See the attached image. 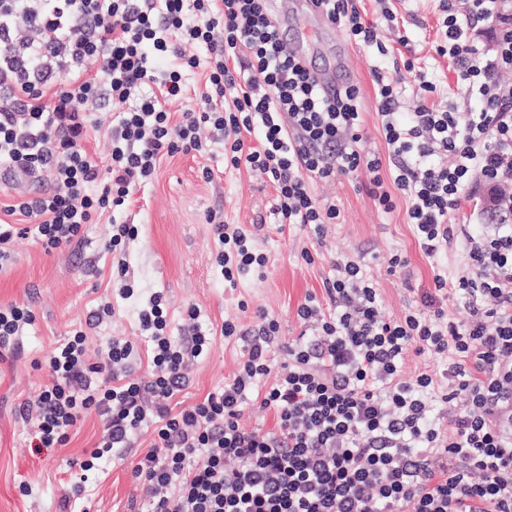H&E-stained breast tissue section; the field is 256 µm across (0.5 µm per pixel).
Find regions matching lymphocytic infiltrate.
Wrapping results in <instances>:
<instances>
[{
	"label": "lymphocytic infiltrate",
	"instance_id": "f902f5d3",
	"mask_svg": "<svg viewBox=\"0 0 512 512\" xmlns=\"http://www.w3.org/2000/svg\"><path fill=\"white\" fill-rule=\"evenodd\" d=\"M350 39L389 55L355 0H320ZM265 0H0V172L51 186L0 208V268L11 243L33 238L44 251L70 244L105 211L132 204L158 162L201 153L216 131L226 169L265 175L276 195L278 223L323 235L340 211L315 198L314 180L366 169L367 190L385 212L393 192L409 202L408 218L428 258L462 244L465 271L436 269L425 311L383 317L379 295L358 261L337 259L324 281L325 300L305 298L297 317L313 343L288 347L275 363V320H265L244 347L233 378L198 403L173 399L190 364L208 354L220 331L198 325L189 306V337L169 332L162 292L140 307L143 345L112 337L106 363L88 364L87 336L76 332L45 360L52 377L34 404L38 447L65 446L89 414L103 436L80 460L76 488H85L98 460L121 459L142 430L156 445L132 474L147 490L145 512H512V89L499 78L512 70V25L494 48H477L472 32L500 17L504 0H440L445 14L439 56L449 58L477 105L439 109L436 85L413 60L415 107L398 118L397 85L374 71L377 110L393 169L364 143L360 90L349 85L325 98L313 75L279 36ZM196 44L205 57L184 56ZM179 65L159 70L156 59ZM97 69H89L88 61ZM204 68L198 108L172 121L169 107L185 102L182 68ZM115 113L106 163L85 143L101 123L88 100ZM485 189L486 230L471 233L457 215L469 192ZM25 225L14 223V216ZM216 262L229 287L241 276L265 278L268 257L254 236L222 213L209 212ZM462 304L449 317L435 296ZM151 367L133 365L140 349ZM449 357L441 372L405 379L409 354ZM463 399L448 418L437 404ZM252 403L274 411L276 427H245Z\"/></svg>",
	"mask_w": 512,
	"mask_h": 512
}]
</instances>
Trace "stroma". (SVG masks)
I'll return each instance as SVG.
<instances>
[{
  "label": "stroma",
  "instance_id": "1",
  "mask_svg": "<svg viewBox=\"0 0 512 512\" xmlns=\"http://www.w3.org/2000/svg\"><path fill=\"white\" fill-rule=\"evenodd\" d=\"M387 5L395 21L385 20L374 0H361L359 9L387 46H396L399 32H406L416 50V66L427 71L429 80L448 88L447 96L436 97V104L468 101L467 87L458 83L450 60L435 51L444 19L437 0H388ZM312 55L318 63L349 72L350 83L360 89L366 148L386 155L372 73L386 69L403 88L410 87L411 74L393 70L391 60L351 41L337 27L316 35ZM207 169L212 172L208 180L203 177ZM367 180L362 172L312 182L313 195L334 201L340 210L337 223L328 225L319 239L310 228L278 223L272 213L271 183L244 168L225 171L224 146L215 143L200 154L161 159L151 182L136 192L131 206L104 214L65 248L48 254L33 239L16 240L14 261L0 272V306L28 307L35 322L15 347L0 349V512H69L67 500L74 492L71 463L98 441L100 420L89 415L66 446L38 450L31 446V424L19 410L49 381L46 371L35 368V361L75 332L88 337L89 361H104L106 338L121 336L140 343L139 304L159 291L165 297L171 333L178 339L185 336V311L192 305L201 311L202 326L213 329L230 321L239 329L252 330L259 324V313H267L279 323L282 348L276 357L282 362L287 358L286 345L297 342L304 330L296 315L298 304L307 294L323 295V281L332 276L331 264L337 258L360 262L364 276L378 290L382 314L391 318L403 316L417 293L432 287L435 266H458L456 251L434 261L423 256L407 222L405 199L397 198L395 210L384 213L367 194ZM212 211L253 231L256 247L269 259L265 278L247 277L237 288L227 287L207 222ZM115 220L138 230L124 249L127 273L122 279L113 278L112 257L103 250ZM306 250L313 262L303 259ZM395 254L408 266L392 273L388 260ZM125 283L135 290L128 299L119 295ZM105 300L112 301L115 314L95 323L92 313ZM243 359L241 342L216 338L209 354L192 366L190 382L178 401L187 406L221 388ZM152 439V433L142 432L124 460L99 461L87 484L89 512H129L132 502H144L146 493L133 480L131 469Z\"/></svg>",
  "mask_w": 512,
  "mask_h": 512
}]
</instances>
